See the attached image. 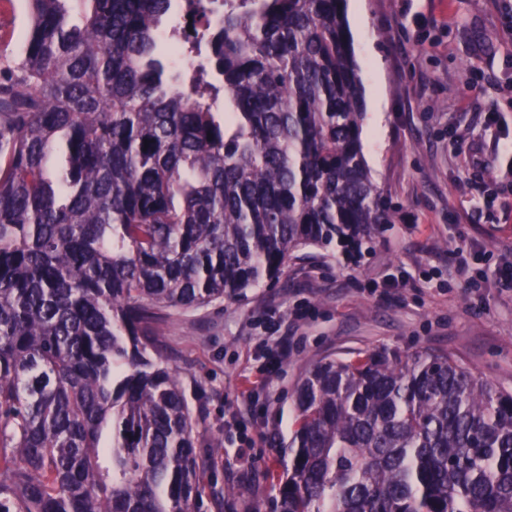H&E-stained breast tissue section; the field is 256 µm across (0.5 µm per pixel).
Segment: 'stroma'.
Returning a JSON list of instances; mask_svg holds the SVG:
<instances>
[{
  "label": "stroma",
  "instance_id": "obj_1",
  "mask_svg": "<svg viewBox=\"0 0 512 512\" xmlns=\"http://www.w3.org/2000/svg\"><path fill=\"white\" fill-rule=\"evenodd\" d=\"M511 12L512 0H347L363 154L396 221L357 264L307 249L274 285L162 325L197 422L200 512H271L293 387L324 357L435 350L512 391ZM26 31L24 0H0V58ZM283 337L288 355L265 375Z\"/></svg>",
  "mask_w": 512,
  "mask_h": 512
}]
</instances>
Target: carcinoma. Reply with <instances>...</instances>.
Wrapping results in <instances>:
<instances>
[{"label": "carcinoma", "instance_id": "obj_1", "mask_svg": "<svg viewBox=\"0 0 512 512\" xmlns=\"http://www.w3.org/2000/svg\"><path fill=\"white\" fill-rule=\"evenodd\" d=\"M28 0L0 66V512H196L194 423L157 336L395 212L362 147L346 0ZM275 512H512V392L376 349L292 391Z\"/></svg>", "mask_w": 512, "mask_h": 512}]
</instances>
